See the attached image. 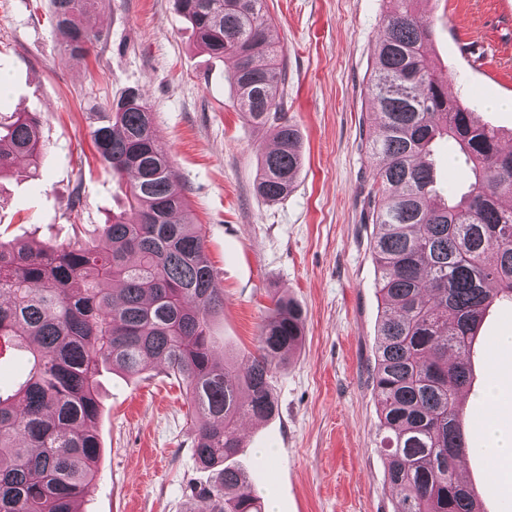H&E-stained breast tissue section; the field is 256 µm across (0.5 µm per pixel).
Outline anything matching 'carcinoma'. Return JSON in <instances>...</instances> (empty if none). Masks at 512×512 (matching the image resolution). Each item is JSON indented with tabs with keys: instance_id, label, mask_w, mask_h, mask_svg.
<instances>
[{
	"instance_id": "carcinoma-1",
	"label": "carcinoma",
	"mask_w": 512,
	"mask_h": 512,
	"mask_svg": "<svg viewBox=\"0 0 512 512\" xmlns=\"http://www.w3.org/2000/svg\"><path fill=\"white\" fill-rule=\"evenodd\" d=\"M264 2L176 0L199 46L232 61L239 110L259 127L280 122L256 181L275 201L292 191L302 153L298 129L281 121L284 75ZM389 2L367 84L370 246L385 308L373 367L380 448L399 491L394 512H482L456 468L471 451L459 394L486 311L512 302V208L503 205L512 199V151L431 69L421 0ZM96 5L53 0L65 57L84 58L100 42L88 23ZM110 112L92 140L112 172L130 178L124 211L92 244H0V342L29 354L24 381L0 391V512H81L98 473L97 376L104 367L136 376L154 364L185 387L192 450L212 474L191 489L186 512H263L234 464L239 427L276 413L271 379L303 341V311L273 296L255 352L240 364L218 355L210 320L224 294L140 89ZM440 139L465 158L463 193L439 194L431 152ZM41 157L37 113L0 117V179L19 158L38 171Z\"/></svg>"
}]
</instances>
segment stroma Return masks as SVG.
Returning a JSON list of instances; mask_svg holds the SVG:
<instances>
[{
	"mask_svg": "<svg viewBox=\"0 0 512 512\" xmlns=\"http://www.w3.org/2000/svg\"><path fill=\"white\" fill-rule=\"evenodd\" d=\"M390 8L389 0H266L286 74L282 118L298 128L303 153L293 190L270 202L254 183L276 125L254 126L238 110L231 61L197 46L174 0H100L89 22L101 40L83 59L64 57L50 0H0V113H38L44 144L38 176L21 161L0 179V241L97 240L123 208L127 183L100 160L91 132L136 87L224 292L211 332L225 358L254 351L271 295L302 309L304 341L271 379L277 414L240 426L236 460L275 512H394L399 497L386 477L372 385L383 304L365 146L374 124L367 83ZM420 12L432 30V68L479 123L512 143V0H422ZM469 40L490 44V69L467 65L460 47ZM505 334L512 305L498 303L477 333L474 398L462 404L477 449L469 480L485 492V512H512V490L489 482L479 453L488 366L502 371L512 422V354L497 347ZM99 392L102 456L84 512H183L190 486L210 480L192 452L184 388L153 365L136 377L102 370Z\"/></svg>",
	"mask_w": 512,
	"mask_h": 512,
	"instance_id": "1",
	"label": "stroma"
}]
</instances>
